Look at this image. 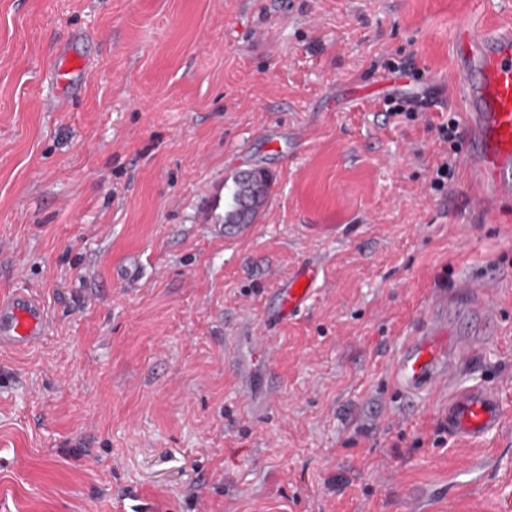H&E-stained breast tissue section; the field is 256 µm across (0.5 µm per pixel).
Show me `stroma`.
<instances>
[{
	"label": "stroma",
	"mask_w": 512,
	"mask_h": 512,
	"mask_svg": "<svg viewBox=\"0 0 512 512\" xmlns=\"http://www.w3.org/2000/svg\"><path fill=\"white\" fill-rule=\"evenodd\" d=\"M465 24L512 26V0H0V295L53 324L0 349V512H412L418 487L512 512V199L475 211L468 139L439 133ZM250 168L265 205L225 233ZM306 263L311 300L269 319ZM473 279L496 320L459 382L505 415L472 452L438 426L447 393L402 397L390 364L433 290ZM476 453L496 469L449 493ZM270 183L271 176L263 168L237 174L228 209L224 213V224H236L244 203L253 198L256 192H259L260 197L265 201Z\"/></svg>",
	"instance_id": "obj_1"
}]
</instances>
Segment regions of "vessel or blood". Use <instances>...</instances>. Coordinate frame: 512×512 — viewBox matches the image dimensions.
<instances>
[{"label":"vessel or blood","instance_id":"1","mask_svg":"<svg viewBox=\"0 0 512 512\" xmlns=\"http://www.w3.org/2000/svg\"><path fill=\"white\" fill-rule=\"evenodd\" d=\"M455 82L464 102V126L469 158L476 167L478 191L475 209L488 201L512 197V27L494 29L481 37L461 30ZM315 281L313 268L299 269L281 290V311L298 313ZM469 298L449 299L436 291L424 318L403 341L391 374L396 387L410 397L428 395L448 379L461 356L476 357L477 344H463L451 311L470 306ZM47 313L32 294L22 291L0 298V345L31 347L44 336ZM503 406L492 389L474 384L448 400L442 423L449 434L478 439L499 430Z\"/></svg>","mask_w":512,"mask_h":512}]
</instances>
